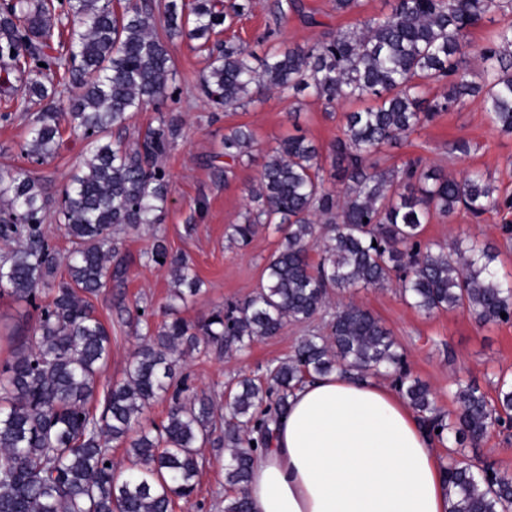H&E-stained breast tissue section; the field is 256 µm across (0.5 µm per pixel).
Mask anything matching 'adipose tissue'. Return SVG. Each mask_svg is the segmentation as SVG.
<instances>
[{
    "label": "adipose tissue",
    "instance_id": "1",
    "mask_svg": "<svg viewBox=\"0 0 512 512\" xmlns=\"http://www.w3.org/2000/svg\"><path fill=\"white\" fill-rule=\"evenodd\" d=\"M434 440L398 393L346 374L297 389L251 466V512H448Z\"/></svg>",
    "mask_w": 512,
    "mask_h": 512
}]
</instances>
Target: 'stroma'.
I'll list each match as a JSON object with an SVG mask.
<instances>
[{"instance_id":"obj_1","label":"stroma","mask_w":512,"mask_h":512,"mask_svg":"<svg viewBox=\"0 0 512 512\" xmlns=\"http://www.w3.org/2000/svg\"><path fill=\"white\" fill-rule=\"evenodd\" d=\"M273 0H250L246 15L225 32L226 37L243 43L256 55L269 46L287 48L292 44L326 40L336 32L355 26L363 18L382 16L390 11L389 0H361L353 14L337 13L332 0H302V14H289L278 25L272 43L262 42L261 34L274 24L270 13ZM311 14L314 24L304 23ZM169 50L177 70L179 92L164 110L180 115L182 131L175 147L161 165L169 178L167 204L162 221L139 229L116 231L120 255L127 274L122 286H107L94 297L97 316L112 336V357L102 380L122 379L130 354L140 339L133 323V311L143 309L155 320H163L169 301L172 276L169 266L148 261L154 235L165 236L171 252L188 255L203 282L202 293L179 309L180 317L194 322L216 307L244 299L259 285L266 261L283 242L287 227L259 229L247 246L230 242L232 224L250 204L249 194L258 181L263 155L284 137L303 134L321 149L322 165H329L330 146L340 133L348 105L325 106L310 96L296 99L275 92H257L245 107L215 111L200 95L195 79L206 65L205 55L196 42L178 38ZM38 105L29 111L13 113L0 120V170H25L35 177L50 200L61 197L74 168L84 159L80 140L66 139L53 158L33 162L26 155L29 126ZM244 125L254 134L256 151L251 163L237 166L231 177H224V130ZM467 144V152L457 144ZM423 158L449 175L461 178L469 171L490 174L501 194L512 196V135L493 128L481 101L435 116L415 133L397 144L385 147L378 163L383 168H398L411 158ZM512 225V209L490 211L473 218L465 210L450 217L434 218L424 237L445 243L467 235L492 244L498 251V270L512 280V241L503 225ZM125 311H118L117 302ZM350 301L370 310L391 331L405 356L411 375L430 386L442 413L455 414L458 383L477 385L488 400L497 398L500 377L512 378V322L482 323L462 310H442L425 315L408 307L398 288H356L335 296L334 305ZM37 309L8 295L0 296V362L9 358L12 344L7 334L36 324ZM311 326L289 324L273 337L256 342L251 349L228 358L217 353L187 356L184 372L190 393L223 394L242 373L262 376L268 368L293 354ZM465 455L477 468L512 475V427L496 426ZM208 463L201 475L197 504L192 512H222L224 500V457L205 449Z\"/></svg>"}]
</instances>
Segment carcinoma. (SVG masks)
<instances>
[{
    "label": "carcinoma",
    "instance_id": "cac0c4a2",
    "mask_svg": "<svg viewBox=\"0 0 512 512\" xmlns=\"http://www.w3.org/2000/svg\"><path fill=\"white\" fill-rule=\"evenodd\" d=\"M249 0H166V36L187 37L206 52L197 89L216 109L252 102V87L288 98L311 95L328 105L368 97L371 107L348 112L331 145L333 173L324 176L319 147L290 135L267 152L252 205L232 225L246 245L260 226L288 225L286 242L267 259L260 286L192 323L178 316L200 290L189 259L154 238L148 260L170 266V319L151 325L123 379L100 381L111 336L90 298L106 275L123 281L113 233L159 223L167 199L161 159L175 146L177 118L160 113L134 145L113 132L144 106L176 95V70L156 31L149 0H8L0 5V85L20 83L21 106L43 107L33 118L27 155L43 161L64 134L85 143L57 205L71 249L63 275L47 233L50 201L25 171L0 172V293L36 304L33 331H14L10 359L0 365V512H175L191 508L207 444L224 449V512H250L247 495L254 453L271 445L274 426L305 380L333 372L392 376L397 390L438 440L479 445L488 429L512 424V381L502 380L495 405L478 387L458 384L460 411L445 418L429 386L403 370L391 331L350 302L330 314L329 333L303 337L294 354L263 377L244 375L224 392V412L210 395L183 397L171 379L185 356L214 350L228 356L277 335L287 323L307 324L327 312L333 296L354 288H400L413 309L431 314L462 309L483 322L512 320V283L497 270V250L472 238L448 245L424 238L426 224L464 208L479 217L512 208L491 177L460 180L422 159L397 169L377 155L440 113L482 98L488 121L512 133V23L500 25L477 52L480 66L462 63L470 29L492 13L512 12V0H392L383 17L359 21L328 40L274 49L258 59L241 44L212 38L241 17ZM273 18L303 16L300 0H275ZM66 19L67 41H54L55 17ZM71 92L69 112L58 86ZM435 85L444 92L428 97ZM67 115V125L61 116ZM252 132L224 131V179L252 159ZM321 246L319 261L309 251ZM506 317H501V314ZM169 400L167 418L146 426L143 414ZM127 465L112 463V445ZM448 512H512V477L479 472L466 459L445 467Z\"/></svg>",
    "mask_w": 512,
    "mask_h": 512
}]
</instances>
